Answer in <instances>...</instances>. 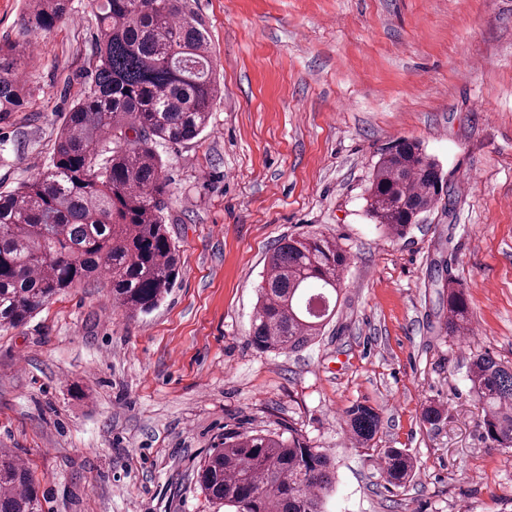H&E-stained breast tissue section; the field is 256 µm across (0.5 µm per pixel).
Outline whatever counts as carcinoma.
Listing matches in <instances>:
<instances>
[{"mask_svg":"<svg viewBox=\"0 0 512 512\" xmlns=\"http://www.w3.org/2000/svg\"><path fill=\"white\" fill-rule=\"evenodd\" d=\"M70 0H25V30L49 31ZM90 78L71 108L48 166L0 194V329L23 325L61 291L103 274L112 300L136 315L155 309L181 271L166 225L169 179L158 147L198 138L210 125L220 83L210 37L188 0H98ZM29 40L0 46V117L24 104L25 76L5 57L28 58ZM438 164L420 144L382 150L366 197L368 215L393 237L407 235L439 199ZM349 258L333 237L290 235L268 257L251 321L262 352H296L322 335ZM463 289L448 282V335L469 331ZM482 404L484 437L512 448V366L489 355L467 370ZM376 410H347L355 444L371 448ZM386 480L412 481L401 448L379 450ZM196 483L232 512H325L336 483L328 455L297 431L237 434L201 460ZM0 512H45L31 469L0 448Z\"/></svg>","mask_w":512,"mask_h":512,"instance_id":"cac0c4a2","label":"carcinoma"}]
</instances>
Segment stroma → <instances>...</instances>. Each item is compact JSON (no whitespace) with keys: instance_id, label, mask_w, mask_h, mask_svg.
<instances>
[{"instance_id":"35a3bbf8","label":"stroma","mask_w":512,"mask_h":512,"mask_svg":"<svg viewBox=\"0 0 512 512\" xmlns=\"http://www.w3.org/2000/svg\"><path fill=\"white\" fill-rule=\"evenodd\" d=\"M224 92L197 139L167 144V226L180 277L153 311L113 306L99 277L0 331V448L47 512H227L195 484L225 436L294 429L332 458L327 512H512V449L469 391L477 354L512 364V0H192ZM33 38L30 97L0 120V192L49 161L88 81L95 0ZM419 142L444 191L407 236L366 213L381 148ZM350 257L315 344L248 343L265 260L285 236ZM473 331L449 337L448 290ZM378 409L388 484L344 424ZM443 408L427 424V405ZM386 480L393 486H402L412 481L415 463L412 456L401 448H376Z\"/></svg>"}]
</instances>
